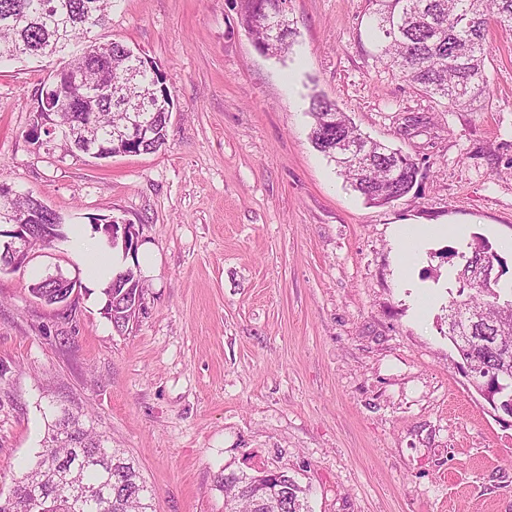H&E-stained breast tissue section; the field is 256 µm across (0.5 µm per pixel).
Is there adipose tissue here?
Segmentation results:
<instances>
[{
    "label": "adipose tissue",
    "instance_id": "adipose-tissue-1",
    "mask_svg": "<svg viewBox=\"0 0 512 512\" xmlns=\"http://www.w3.org/2000/svg\"><path fill=\"white\" fill-rule=\"evenodd\" d=\"M71 250L88 288L97 297L126 263L121 249L112 247L100 232L85 224L75 228Z\"/></svg>",
    "mask_w": 512,
    "mask_h": 512
}]
</instances>
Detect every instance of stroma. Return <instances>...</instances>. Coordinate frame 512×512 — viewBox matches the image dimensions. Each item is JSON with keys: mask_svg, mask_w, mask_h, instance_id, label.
<instances>
[{"mask_svg": "<svg viewBox=\"0 0 512 512\" xmlns=\"http://www.w3.org/2000/svg\"><path fill=\"white\" fill-rule=\"evenodd\" d=\"M371 0H289L288 54H262L245 0H116L87 42L156 62L165 146L98 160L30 143L49 74L79 53L0 65V183L66 224L111 218L154 265L124 332L65 243L0 272V492L42 448L49 407L81 409L155 491L156 512H224V469L287 471L311 512H512V426L470 392L448 338L458 252L512 237V32L490 26L489 100L449 110L377 59ZM415 159L385 206L310 140L311 95ZM444 224L408 281L393 237ZM45 283L50 284V288H30V291L35 298L49 305L56 304L54 288L60 289V296L64 300L61 304L67 303L78 288L76 280L65 277L61 273L46 276Z\"/></svg>", "mask_w": 512, "mask_h": 512, "instance_id": "35a3bbf8", "label": "stroma"}]
</instances>
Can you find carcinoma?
<instances>
[{"label": "carcinoma", "mask_w": 512, "mask_h": 512, "mask_svg": "<svg viewBox=\"0 0 512 512\" xmlns=\"http://www.w3.org/2000/svg\"><path fill=\"white\" fill-rule=\"evenodd\" d=\"M370 29L378 59L427 94L460 110L490 97L486 75L490 25L512 30V0H374ZM112 0H0V61L22 57L50 58L106 23ZM71 63L112 79V91L98 94L74 88L62 97L38 99L39 118L73 132H89L105 157L125 154L130 147L112 137L126 122L132 104L152 88L151 70L139 65L131 48L121 42L91 44ZM151 134L134 142L140 153L159 151L166 143L169 113L144 109ZM312 146L334 162L353 191L369 204L383 206L408 195L418 183L420 169L410 157L364 136L335 103L315 95L310 100ZM358 145L365 166L336 151V144ZM13 207L36 215L35 223L55 225V240L67 239L62 218L32 196H16ZM502 269L507 264L488 240L467 244L466 257L456 269L458 298L450 308L465 318L472 309L480 320L461 327L477 341L458 349L461 359L479 374L495 371L512 377V356L504 359L498 346L512 348V308L495 300V293L512 296V285L492 293L478 285L475 271L487 258ZM146 288L137 270L115 274L105 290L102 310L112 314L113 327L128 326L136 300ZM217 484L224 491V512H310L306 489L283 472L272 477L222 472ZM154 493L139 468L119 448L105 445L102 436L86 427L83 414L51 406V424L37 461L0 495V512H154Z\"/></svg>", "instance_id": "carcinoma-1"}]
</instances>
